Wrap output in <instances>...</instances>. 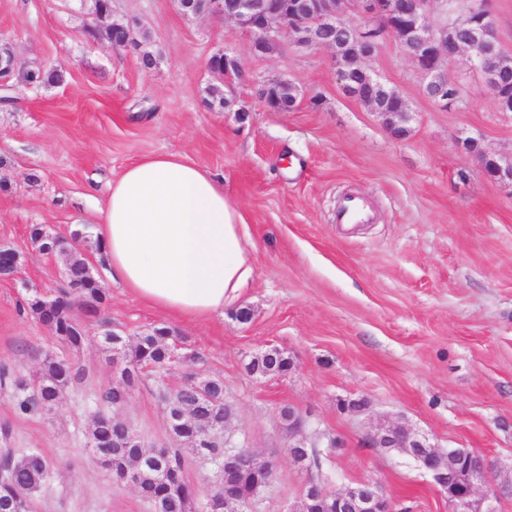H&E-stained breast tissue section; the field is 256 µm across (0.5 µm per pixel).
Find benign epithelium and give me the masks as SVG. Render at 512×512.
Masks as SVG:
<instances>
[{
	"label": "benign epithelium",
	"instance_id": "7a95c632",
	"mask_svg": "<svg viewBox=\"0 0 512 512\" xmlns=\"http://www.w3.org/2000/svg\"><path fill=\"white\" fill-rule=\"evenodd\" d=\"M467 2L469 6L462 14L449 0H178V6L188 20L219 15L233 22L249 38L256 55L270 53L283 38L298 52L330 50L344 94L383 114L390 133L400 138L406 135L410 109L395 88L366 66L379 45V39L369 36L371 32L395 39L420 75L424 94L440 107H456L462 102L458 95L447 93L445 64L467 52L499 111L512 112V102L505 92L508 66L498 45L490 0ZM439 5L443 6V19L436 21L433 14ZM134 26L133 22H112V29L125 35L122 42L112 46L139 50ZM207 68L221 79H246L240 61L227 50L214 53ZM20 70L14 49L0 51L1 83H7ZM255 86L259 98L270 101L267 109L271 112H288L305 99L300 88L287 79L258 81ZM461 146L489 178L512 186L511 155L489 153L473 138L462 140ZM180 392L177 387L164 393V412L168 424L187 427L189 421L177 403ZM279 416L288 430V444L282 453L292 462L306 468L308 449L325 448L330 452L341 447L338 439L311 429L309 416L300 409L290 406ZM368 444L415 461L448 500L449 512H498L500 499L512 496V480H491L496 464L489 457L464 448L447 455L426 435L406 424L391 423L376 429ZM224 446L227 452L224 463L218 466L216 486L224 496V512H250L258 493L273 481L275 461L258 459L227 432ZM317 504L324 512H393L392 500L376 482H357L323 496L312 478L288 512H309Z\"/></svg>",
	"mask_w": 512,
	"mask_h": 512
}]
</instances>
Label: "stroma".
Segmentation results:
<instances>
[{
  "instance_id": "35a3bbf8",
  "label": "stroma",
  "mask_w": 512,
  "mask_h": 512,
  "mask_svg": "<svg viewBox=\"0 0 512 512\" xmlns=\"http://www.w3.org/2000/svg\"><path fill=\"white\" fill-rule=\"evenodd\" d=\"M114 20L137 21L158 64L113 50L89 29L81 0H0V43L27 70H53L58 83L9 82L0 89V246L20 255V274L0 279V368L35 373L64 351L47 325L24 312L33 295L61 286L60 265L39 256L30 225L87 233L97 276L106 260L91 231L112 180L138 159L178 153L215 174L248 223L253 276L238 308L191 320L165 313L113 284L99 312L76 308L88 339L85 379L53 410L18 414L0 388V448H36L57 467L33 496V512H148L131 486L99 467L88 445L94 403L111 382L99 338H133L154 327L181 337L185 361L146 382L114 412L147 445L176 447L163 416V385L185 374L223 379L233 406L228 429L262 457L288 442L279 411L308 413L341 448L318 477L340 491L378 482L397 512H448L431 477L397 452L368 447L379 423L401 421L440 450L470 448L512 477V187L491 180L459 142L480 138L512 153V112L499 111L467 55L448 67L460 106L426 97L422 79L392 38L367 62L411 109L408 133L392 137L384 116L346 97L326 50L288 43L254 55L247 36L219 16L194 22L176 0H112ZM236 55L247 78L211 108L206 68L219 50ZM285 78L307 98L291 112L268 111L258 81ZM249 114L239 119L236 111ZM347 195L372 207L370 223L336 221ZM276 347L288 377H256L245 366ZM366 399L362 413L342 401ZM276 474L254 512H287L306 472L274 457Z\"/></svg>"
}]
</instances>
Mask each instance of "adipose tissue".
<instances>
[{
  "mask_svg": "<svg viewBox=\"0 0 512 512\" xmlns=\"http://www.w3.org/2000/svg\"><path fill=\"white\" fill-rule=\"evenodd\" d=\"M96 232L111 281L170 314L203 319L233 304L253 273L241 208L180 154L129 164Z\"/></svg>",
  "mask_w": 512,
  "mask_h": 512,
  "instance_id": "obj_1",
  "label": "adipose tissue"
}]
</instances>
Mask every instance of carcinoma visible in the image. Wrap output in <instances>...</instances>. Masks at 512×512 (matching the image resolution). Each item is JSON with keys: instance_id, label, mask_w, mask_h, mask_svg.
Segmentation results:
<instances>
[{"instance_id": "carcinoma-1", "label": "carcinoma", "mask_w": 512, "mask_h": 512, "mask_svg": "<svg viewBox=\"0 0 512 512\" xmlns=\"http://www.w3.org/2000/svg\"><path fill=\"white\" fill-rule=\"evenodd\" d=\"M29 238L38 253L50 251L61 260V270L68 272L64 279L65 291L53 300H44L35 296L27 301L29 313L41 323L49 326L55 335L73 352L83 349L87 340L85 330L73 314L74 307L81 305L93 312L108 296L105 284L93 273L84 255L75 248L62 250V244L50 237L42 225L34 224L29 228ZM179 341L170 330L160 333L153 328L133 339L112 343V337L103 336V351L108 360L118 369L117 384L108 385L104 398L111 407L122 405L133 391L144 381L143 368L153 366L163 368L169 363L171 347ZM281 352L262 353L248 363L247 372L251 375H272L279 371L284 363ZM84 369L75 361L54 355L44 356L40 369L30 378L7 376L13 391L16 409L27 414L41 407L47 409L58 404L65 389L80 382ZM184 411L194 425L204 428L195 435L182 436L189 447L201 458L215 462L224 461V448L209 440L206 429L224 418V382L219 378H203L181 392ZM91 449H98L110 455L108 469L124 471L136 464L143 467L139 490L143 497L159 501L161 512H198L200 505L195 489L178 471L168 483L158 482L148 465L157 449L149 446L139 447L128 436V427L100 412L93 415V424L89 433ZM8 463L0 475V512H32L30 493L38 489L52 474L50 460L39 450L23 453L15 448L3 449Z\"/></svg>"}]
</instances>
